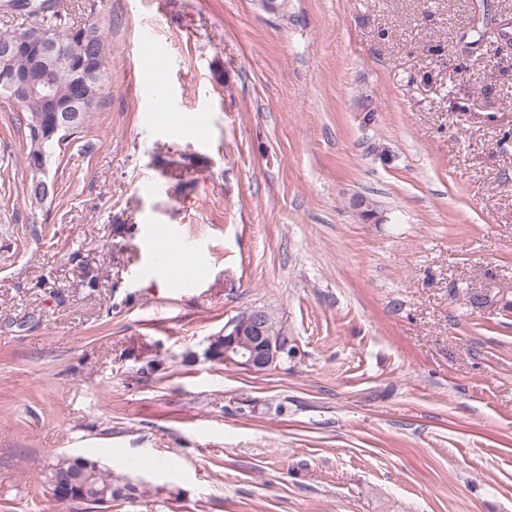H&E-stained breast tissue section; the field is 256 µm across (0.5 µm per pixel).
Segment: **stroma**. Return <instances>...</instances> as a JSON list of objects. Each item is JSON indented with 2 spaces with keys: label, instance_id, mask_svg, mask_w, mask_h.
<instances>
[{
  "label": "stroma",
  "instance_id": "stroma-1",
  "mask_svg": "<svg viewBox=\"0 0 512 512\" xmlns=\"http://www.w3.org/2000/svg\"><path fill=\"white\" fill-rule=\"evenodd\" d=\"M65 3L109 85L40 202L0 100V512H92L64 455L106 512H512V0ZM263 307L292 357L205 358ZM60 470L76 473L79 480L71 486L64 485L53 488V495L62 502L80 501L103 505L112 503L115 492L120 483H115L112 473L103 471L98 460L86 457H78L75 460L66 459L60 464Z\"/></svg>",
  "mask_w": 512,
  "mask_h": 512
}]
</instances>
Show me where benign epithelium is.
Here are the masks:
<instances>
[{
  "label": "benign epithelium",
  "instance_id": "obj_1",
  "mask_svg": "<svg viewBox=\"0 0 512 512\" xmlns=\"http://www.w3.org/2000/svg\"><path fill=\"white\" fill-rule=\"evenodd\" d=\"M89 42L87 36L64 41L32 28L21 36L0 39V57L30 52L36 59H48L59 67H70L79 60L103 59V54H95ZM30 95H38L48 103L44 118L37 119L38 126L45 128L47 139L61 143L79 125L81 113L92 110L96 104V98L88 95L57 103L46 70L36 83L23 73H0V97L18 105ZM289 355L288 336L283 330L277 331L273 316L265 308L250 309L231 321L224 326V335L208 338L205 350L209 360L232 363L255 373L269 370Z\"/></svg>",
  "mask_w": 512,
  "mask_h": 512
}]
</instances>
